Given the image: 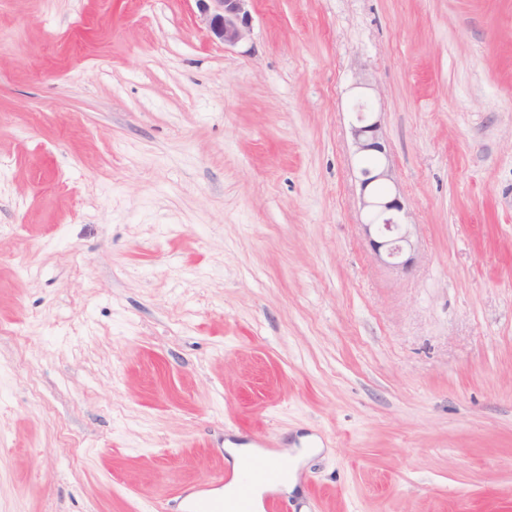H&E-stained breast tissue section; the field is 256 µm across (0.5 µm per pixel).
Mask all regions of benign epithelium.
I'll return each mask as SVG.
<instances>
[{"instance_id":"1","label":"benign epithelium","mask_w":512,"mask_h":512,"mask_svg":"<svg viewBox=\"0 0 512 512\" xmlns=\"http://www.w3.org/2000/svg\"><path fill=\"white\" fill-rule=\"evenodd\" d=\"M250 2L252 0H196V6L209 37L226 46H236L251 34ZM351 132L359 160L376 159L375 165L359 168L362 205L367 209L368 218L363 224L364 231L377 259L397 272H405L412 261L406 253L414 251L415 225L403 221L404 205L387 187L391 174L382 162L387 152L381 122L373 118L372 113L359 108Z\"/></svg>"}]
</instances>
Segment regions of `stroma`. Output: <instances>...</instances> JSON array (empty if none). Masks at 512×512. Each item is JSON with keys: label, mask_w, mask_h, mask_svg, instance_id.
<instances>
[{"label": "stroma", "mask_w": 512, "mask_h": 512, "mask_svg": "<svg viewBox=\"0 0 512 512\" xmlns=\"http://www.w3.org/2000/svg\"><path fill=\"white\" fill-rule=\"evenodd\" d=\"M249 10L0 0V512H178L229 442L289 512H512V0ZM199 20L209 37L226 46H236L251 34L252 0H195ZM360 105L364 104H358L351 128L355 154L359 156V162L368 157L377 161L374 165V159H367L365 164L369 168H359L362 205L367 209L368 218L362 226L377 259L396 272H405L413 259L412 256L403 257L414 251L415 224L403 221L404 205L397 195L392 196L388 190L387 181L392 177L381 158L387 157L381 122L373 118L375 112H366V109H360ZM373 233L376 239L372 238Z\"/></svg>", "instance_id": "stroma-1"}]
</instances>
